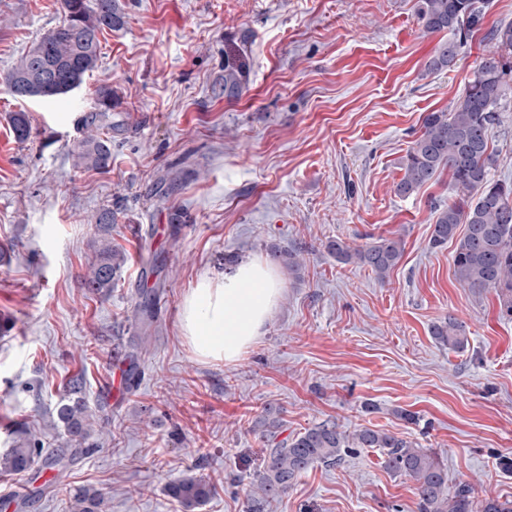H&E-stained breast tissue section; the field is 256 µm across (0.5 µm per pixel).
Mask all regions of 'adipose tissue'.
Wrapping results in <instances>:
<instances>
[{"instance_id": "ef3b65f1", "label": "adipose tissue", "mask_w": 512, "mask_h": 512, "mask_svg": "<svg viewBox=\"0 0 512 512\" xmlns=\"http://www.w3.org/2000/svg\"><path fill=\"white\" fill-rule=\"evenodd\" d=\"M282 291L274 267L256 258L203 277L181 305L183 334L201 361L236 362L261 335Z\"/></svg>"}]
</instances>
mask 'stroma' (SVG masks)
I'll return each mask as SVG.
<instances>
[{"label":"stroma","mask_w":512,"mask_h":512,"mask_svg":"<svg viewBox=\"0 0 512 512\" xmlns=\"http://www.w3.org/2000/svg\"><path fill=\"white\" fill-rule=\"evenodd\" d=\"M122 26L100 37L97 68L73 92L19 99L0 88V454L27 429L62 444L57 405L73 376L100 426L98 448L33 496L30 475L0 473L15 512H71L70 489L101 488L108 512H184L166 484L196 468L215 487L195 512H247L266 441L254 421L283 410L280 438L325 421L382 429L435 452L477 499H512V320L494 292L456 280L454 244L430 238L449 173L413 194L395 186L424 115L463 96L487 48L474 34L456 64L431 73L441 34L416 0H116ZM64 18L58 0H0V74ZM247 47V81L224 95V56ZM109 84L112 165H79L76 117ZM31 121L15 139L14 113ZM489 144L494 178L512 180V93ZM104 207L127 262L104 295L81 286ZM402 239L386 280L328 249ZM298 248L277 266L279 302L240 360L199 361L179 311L226 258ZM156 289L146 343L134 307ZM469 339L456 353L430 334L446 318ZM139 344L140 380L112 399L111 364ZM416 413L417 423L400 410ZM379 448L303 472L264 512H419L413 480Z\"/></svg>","instance_id":"1"}]
</instances>
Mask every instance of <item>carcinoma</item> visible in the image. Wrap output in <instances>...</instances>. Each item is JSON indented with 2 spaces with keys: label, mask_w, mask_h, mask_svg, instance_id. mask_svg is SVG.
Masks as SVG:
<instances>
[{
  "label": "carcinoma",
  "mask_w": 512,
  "mask_h": 512,
  "mask_svg": "<svg viewBox=\"0 0 512 512\" xmlns=\"http://www.w3.org/2000/svg\"><path fill=\"white\" fill-rule=\"evenodd\" d=\"M486 0H417V12L427 33L450 32L453 39L439 42L428 69L440 72L453 65L480 25ZM63 24L36 41L6 74L0 84L10 94L25 83L39 89L37 97L66 95L83 83L98 65L101 55L99 36L121 25L115 0H60ZM492 49L480 58L465 94L451 111H435L423 118V131L406 156L403 178L395 191L409 196L419 187L435 181L443 170L451 175L458 199L437 209L431 242L435 247L456 239L454 274L459 284L476 292L492 289L500 313L512 320V181L491 176L496 159L489 152V131L498 109L512 89V24L490 33ZM245 50L224 57V96L238 97L245 89ZM117 104L109 84L97 89V116L104 117ZM17 140L30 136V120L18 112L12 118ZM78 164L105 172L112 162V138L88 134L77 146ZM114 213L102 208L93 216L103 237L81 285L93 294L112 288L126 263L125 254L112 247L108 232ZM462 235H457L458 229ZM329 249L347 263L367 267L384 281L402 256V241L380 238L359 248L341 241ZM275 257L292 272L301 267V251L280 250ZM156 294L143 292L135 308L136 318L147 324L153 318ZM439 344L458 353L468 346L463 325L448 317L431 326ZM58 421L70 447L42 455L40 443L29 436L17 437L0 456V472L26 473L41 464L63 471L69 462L95 448L92 413L83 396L82 379L70 381L65 397L57 407ZM263 437L274 446L264 449L256 488L251 494L249 512H263L265 504L286 493L293 482L316 463L333 465L348 448H382L384 465L394 474L415 482L419 512H512V499L486 498L476 501L466 482L451 483L448 470L428 450L394 434L364 428L351 436L334 423H321L283 441H277L282 427L280 410L268 407L255 421ZM166 492L186 509L207 502L214 487L201 475H184L171 480ZM72 512H105L107 493L90 487L69 491Z\"/></svg>",
  "instance_id": "cac0c4a2"
}]
</instances>
